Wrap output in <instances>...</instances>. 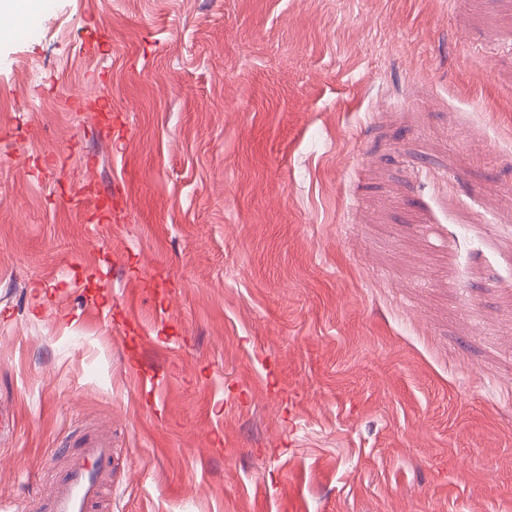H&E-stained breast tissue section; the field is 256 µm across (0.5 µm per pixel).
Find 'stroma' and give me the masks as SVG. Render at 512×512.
I'll return each instance as SVG.
<instances>
[{
  "instance_id": "1",
  "label": "stroma",
  "mask_w": 512,
  "mask_h": 512,
  "mask_svg": "<svg viewBox=\"0 0 512 512\" xmlns=\"http://www.w3.org/2000/svg\"><path fill=\"white\" fill-rule=\"evenodd\" d=\"M0 25V512H512V0ZM112 435L84 436L55 484L46 512H92L103 488L111 484Z\"/></svg>"
}]
</instances>
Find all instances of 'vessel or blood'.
<instances>
[{"mask_svg":"<svg viewBox=\"0 0 512 512\" xmlns=\"http://www.w3.org/2000/svg\"><path fill=\"white\" fill-rule=\"evenodd\" d=\"M111 477V435L84 436L50 494L48 512H92Z\"/></svg>","mask_w":512,"mask_h":512,"instance_id":"obj_1","label":"vessel or blood"}]
</instances>
